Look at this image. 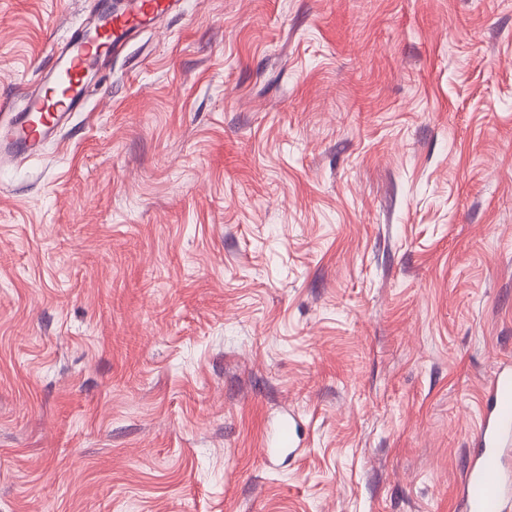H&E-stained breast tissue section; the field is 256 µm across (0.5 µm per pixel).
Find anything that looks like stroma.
Listing matches in <instances>:
<instances>
[{
  "mask_svg": "<svg viewBox=\"0 0 512 512\" xmlns=\"http://www.w3.org/2000/svg\"><path fill=\"white\" fill-rule=\"evenodd\" d=\"M503 356L512 0H183L0 165V512H460Z\"/></svg>",
  "mask_w": 512,
  "mask_h": 512,
  "instance_id": "35a3bbf8",
  "label": "stroma"
}]
</instances>
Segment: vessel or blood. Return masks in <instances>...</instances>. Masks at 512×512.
I'll list each match as a JSON object with an SVG mask.
<instances>
[{"instance_id":"vessel-or-blood-1","label":"vessel or blood","mask_w":512,"mask_h":512,"mask_svg":"<svg viewBox=\"0 0 512 512\" xmlns=\"http://www.w3.org/2000/svg\"><path fill=\"white\" fill-rule=\"evenodd\" d=\"M179 0H99L90 22L77 28L54 53L49 72L17 108L0 105V163L38 155L70 113L82 108L87 72L119 54L132 35L178 12ZM512 446V361L497 365L483 392L474 440L458 494L463 512H512V467L503 457Z\"/></svg>"}]
</instances>
